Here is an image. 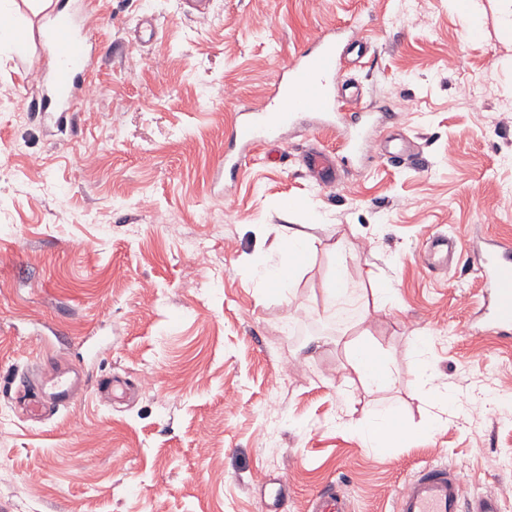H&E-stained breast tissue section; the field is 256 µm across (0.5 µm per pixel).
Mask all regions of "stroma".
<instances>
[{
	"label": "stroma",
	"instance_id": "1",
	"mask_svg": "<svg viewBox=\"0 0 512 512\" xmlns=\"http://www.w3.org/2000/svg\"><path fill=\"white\" fill-rule=\"evenodd\" d=\"M477 2L211 0L199 14L183 0H93L106 92L63 132L29 110L49 60L30 0H11L27 51L0 50V512H261L273 479L288 490L282 512H306L329 481L351 512H393L430 465L458 471L465 501L491 493L512 512V408L482 403L512 395V340L461 329L482 293L471 243L512 241V0ZM337 27L368 41L350 76L362 106L389 112L380 137L413 140L422 168L346 158L340 127L308 123L214 182L238 105H266L282 66ZM463 80L477 95L460 107ZM309 149L336 156L334 188L302 169ZM487 211L500 223H483ZM288 227L312 248L283 294L252 270ZM432 234L460 254L428 273ZM189 241L222 269L196 264ZM341 255L369 309L345 328L323 313ZM354 347L388 354L395 387H364ZM422 357L448 410L421 394ZM287 360L301 371L285 380ZM67 363L85 365L90 385L29 418L15 376ZM143 373L152 387L98 397L99 379ZM386 403L402 432L375 448L360 428Z\"/></svg>",
	"mask_w": 512,
	"mask_h": 512
}]
</instances>
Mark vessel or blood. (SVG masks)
Returning a JSON list of instances; mask_svg holds the SVG:
<instances>
[{
	"mask_svg": "<svg viewBox=\"0 0 512 512\" xmlns=\"http://www.w3.org/2000/svg\"><path fill=\"white\" fill-rule=\"evenodd\" d=\"M93 23L89 0H73L69 7L58 8L42 19L40 43L51 64L37 71L38 96L30 105L41 121L58 126L66 124L85 103L96 66L89 36ZM347 50L334 32H324L287 63L274 85L275 108L238 112L230 128L224 163L216 168L217 176L236 171L255 147L307 112L314 114L320 124L343 127L346 133L343 146L349 153L363 152L374 141L391 161L418 162V151L407 141L376 140L380 119L373 111L348 112L341 106L336 92L348 85L343 64ZM303 165L320 185H335L336 172L329 153H308ZM456 250L454 239L431 236L429 253L423 263L430 269L447 266ZM469 255L477 266L484 293L482 306L468 318L469 334L511 337L512 242L494 237L478 240L472 243ZM84 382L82 369L56 367L44 377L22 376L18 389L28 398L30 414L40 417L51 410L72 406L83 392ZM350 509L348 496L333 482L315 490L308 499V512H350ZM394 512H500V506L496 496L487 495L472 510H465L455 471L434 466L416 473L398 491Z\"/></svg>",
	"mask_w": 512,
	"mask_h": 512,
	"instance_id": "obj_1",
	"label": "vessel or blood"
}]
</instances>
